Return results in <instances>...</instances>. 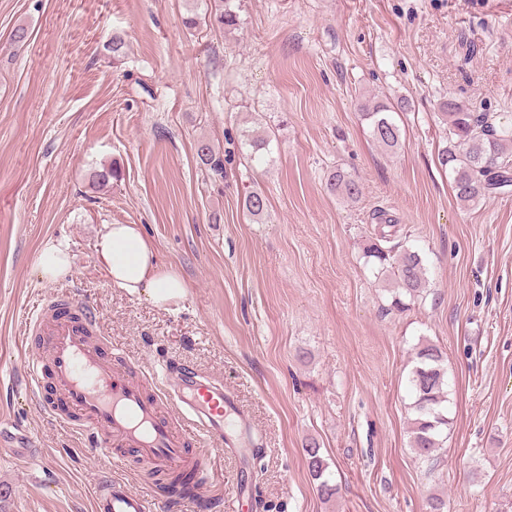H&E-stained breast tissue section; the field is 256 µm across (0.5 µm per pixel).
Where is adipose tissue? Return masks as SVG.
Returning <instances> with one entry per match:
<instances>
[{
    "label": "adipose tissue",
    "mask_w": 512,
    "mask_h": 512,
    "mask_svg": "<svg viewBox=\"0 0 512 512\" xmlns=\"http://www.w3.org/2000/svg\"><path fill=\"white\" fill-rule=\"evenodd\" d=\"M96 251L109 282L129 295L165 310L185 300V279L159 261L155 247L140 225H104Z\"/></svg>",
    "instance_id": "obj_1"
}]
</instances>
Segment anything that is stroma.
<instances>
[{
  "label": "stroma",
  "mask_w": 512,
  "mask_h": 512,
  "mask_svg": "<svg viewBox=\"0 0 512 512\" xmlns=\"http://www.w3.org/2000/svg\"><path fill=\"white\" fill-rule=\"evenodd\" d=\"M240 24L187 29L209 0H0V512H94L106 472L148 512H512V185L461 205L439 163V104L512 124V0H233ZM26 26L15 46L10 35ZM126 41L113 62L106 46ZM407 98L384 151L362 102ZM268 138L254 151L251 137ZM224 155L213 180L196 154ZM112 166L108 187L91 175ZM344 170L362 188L331 191ZM262 193L263 218L243 207ZM385 211L428 285L404 310L364 254ZM138 224L188 295L162 310L108 281L103 225ZM72 271L41 280L44 242ZM92 306L116 366L186 364L233 392L262 450L253 493L239 452L213 448L207 494L164 492L123 449L99 456L49 418L20 374L26 321L47 299ZM447 355L448 426L410 447L421 341ZM319 444L323 500L304 461ZM321 448L311 442L303 448L305 459L311 475L318 481L317 491L324 500H330L337 494V486L332 483L328 464L321 454Z\"/></svg>",
  "instance_id": "stroma-1"
}]
</instances>
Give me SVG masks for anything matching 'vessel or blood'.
I'll return each mask as SVG.
<instances>
[{"instance_id": "1", "label": "vessel or blood", "mask_w": 512, "mask_h": 512, "mask_svg": "<svg viewBox=\"0 0 512 512\" xmlns=\"http://www.w3.org/2000/svg\"><path fill=\"white\" fill-rule=\"evenodd\" d=\"M48 316L37 318L32 329L41 339L45 359L23 363L27 386L49 376L65 400L44 407L55 421L102 454L124 448L136 459L163 472L192 475L203 484L205 462L197 450L202 442L237 448L239 434L228 432L230 419L241 408L236 397L192 367L169 369L160 388L148 391V378L113 366L94 339L96 313L90 305L71 307L62 300L49 303ZM96 512H146V500L118 478L98 482Z\"/></svg>"}]
</instances>
